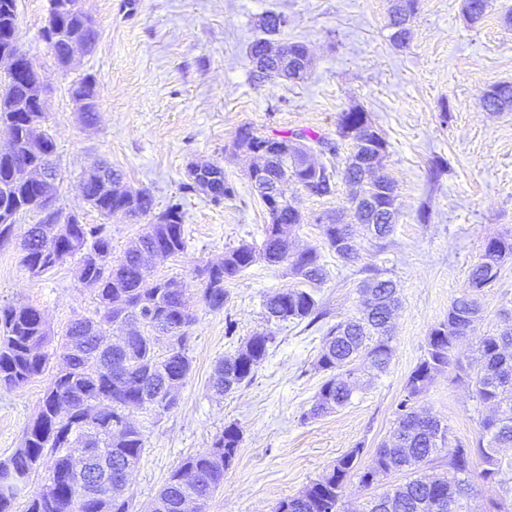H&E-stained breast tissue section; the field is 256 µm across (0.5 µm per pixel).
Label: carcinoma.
Returning a JSON list of instances; mask_svg holds the SVG:
<instances>
[{
    "label": "carcinoma",
    "instance_id": "1",
    "mask_svg": "<svg viewBox=\"0 0 512 512\" xmlns=\"http://www.w3.org/2000/svg\"><path fill=\"white\" fill-rule=\"evenodd\" d=\"M15 0H0V49L6 48L17 33ZM466 17L482 19L492 0H465ZM420 0H395L388 26L393 29L395 45H406L409 22L417 15ZM288 16L270 10L260 19V36L249 45L254 64L253 78L268 79L278 57L273 48L288 28ZM82 39L87 48L96 47L100 32L86 22L78 10L59 15L58 28L49 43L61 66L67 64L69 37ZM34 67L25 64L15 76L0 85V126L9 132V140L0 149V211L10 214L36 212L37 223L30 225L22 242L21 263L33 277H39L68 259H77L78 279L92 287L99 308L93 317H79L68 326L61 339H55L43 312L25 303L0 306V386L16 388L29 383L50 368L48 347L57 345L62 360L47 387L39 409L23 430L19 448L0 460V512H16L14 504L28 498L23 512H130L126 496L127 475L138 465L145 448L142 431L128 416L134 408L156 414L176 406L175 393L185 384L192 369L188 355L190 330L196 314L190 308L186 288L174 278L152 276L153 261L185 253L182 203L175 202L154 213L155 200L145 188L123 187L121 170L102 162L92 163L79 181V191L105 219L122 217L139 222L150 216L138 243L127 250L120 261L112 263V239L103 224H83L79 217L60 224L43 211L42 200L59 194L63 177L54 163L53 138L37 124L39 104L28 96V83ZM73 100L81 103L79 118L87 126L100 121L97 81L85 76L71 88ZM480 106L489 112L512 108V84H496L483 91ZM372 120L361 108L340 114L336 138L314 135L306 130L284 132L283 154L265 163L266 171L277 178L280 203H264L268 224L260 244L242 243L224 252V259L196 269L201 283L200 300L211 311L224 309L228 297L226 285L257 263L285 266L288 274L304 284L266 297L263 307L269 321L286 322L323 318L317 286L327 277L319 251L293 249L289 232L304 224L286 188L293 184L307 195L323 198L336 191L342 180L350 188L354 215L377 240L385 239L399 216L395 182L386 181L385 209H376L369 198L375 188L364 182V174L351 162L335 165L297 164L296 149L309 153L318 150L336 158L340 145L365 151L359 141ZM262 134L243 125L232 141V149L243 152ZM27 168L41 172L38 180L23 178ZM204 176L189 178L181 189L184 194L214 190L210 200L235 195L234 186L224 177V168L207 161ZM315 226L329 249L344 264L357 259L343 245L350 234L342 214L325 212ZM512 258V237L494 236L485 241L480 260L473 265L466 287L448 306V316L431 327L423 358L409 375L405 395L398 404L393 441L378 446L373 466L359 468L363 447L357 446L336 460L319 479L280 502L275 512H341L339 503L348 478L356 476L367 489L385 485L391 475L401 474L405 481L392 489L375 493L367 512H457L455 504L468 499L485 484L508 489L512 484V459L499 455V449L512 447V320L507 318L498 330L473 335L475 321L482 309L479 296L494 282L501 265ZM367 277L359 288L357 315L330 326L317 359V368L326 373L309 418H318L350 403L351 380L357 378L355 362L363 357L372 369L384 372L394 356L390 319L398 303L397 288L374 268L365 269ZM116 324L130 327L120 343L107 338ZM168 339L166 352L156 349L158 337ZM471 338L476 356L463 363L455 356L459 341ZM274 336L256 332L234 355L219 360L213 369L209 388L217 396L247 384L268 355ZM455 372L454 380L471 386L476 399L490 409L479 421L480 435L471 448L449 437L448 426L433 416L418 414L413 404L426 385L439 373ZM240 431L234 424L224 427L211 446L187 457L171 473L160 490L154 512H189L194 503L206 505L215 491L224 485L227 470L238 451ZM94 449L96 458L108 459L111 473L106 485L98 484L90 469L83 473L89 492L80 495L71 469V458L79 449ZM52 460L50 471L56 474L54 488L28 495L32 473ZM441 463L447 470L429 478L416 473L423 467Z\"/></svg>",
    "mask_w": 512,
    "mask_h": 512
}]
</instances>
